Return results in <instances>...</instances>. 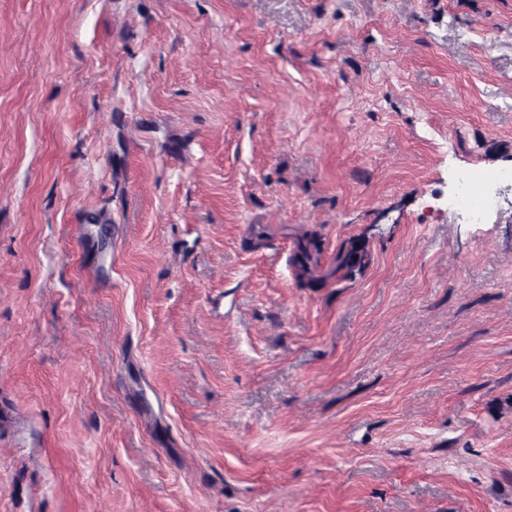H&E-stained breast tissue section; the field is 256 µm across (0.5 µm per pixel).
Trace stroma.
Masks as SVG:
<instances>
[{"instance_id": "1", "label": "stroma", "mask_w": 512, "mask_h": 512, "mask_svg": "<svg viewBox=\"0 0 512 512\" xmlns=\"http://www.w3.org/2000/svg\"><path fill=\"white\" fill-rule=\"evenodd\" d=\"M0 512H512V0H0ZM497 181L494 173H465L452 207L466 213L474 224L482 223L493 206L494 198L490 188Z\"/></svg>"}]
</instances>
